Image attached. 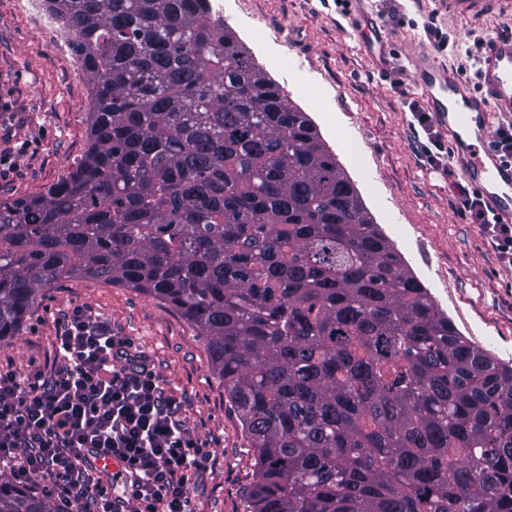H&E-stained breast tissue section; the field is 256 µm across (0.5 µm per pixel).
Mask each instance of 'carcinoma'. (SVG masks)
<instances>
[{"instance_id":"carcinoma-1","label":"carcinoma","mask_w":512,"mask_h":512,"mask_svg":"<svg viewBox=\"0 0 512 512\" xmlns=\"http://www.w3.org/2000/svg\"><path fill=\"white\" fill-rule=\"evenodd\" d=\"M93 86L89 146L0 202V343L89 277L207 342L249 512H512V367L462 336L307 114L210 0H44ZM0 512H53L0 476Z\"/></svg>"}]
</instances>
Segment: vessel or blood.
Instances as JSON below:
<instances>
[{"label":"vessel or blood","mask_w":512,"mask_h":512,"mask_svg":"<svg viewBox=\"0 0 512 512\" xmlns=\"http://www.w3.org/2000/svg\"><path fill=\"white\" fill-rule=\"evenodd\" d=\"M480 89L428 53L416 57L414 82L448 135L451 159L489 209L512 222V162L494 148L495 120L512 118V33L488 42L480 59Z\"/></svg>","instance_id":"vessel-or-blood-1"}]
</instances>
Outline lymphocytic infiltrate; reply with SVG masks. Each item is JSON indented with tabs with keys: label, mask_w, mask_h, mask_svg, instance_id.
Returning <instances> with one entry per match:
<instances>
[{
	"label": "lymphocytic infiltrate",
	"mask_w": 512,
	"mask_h": 512,
	"mask_svg": "<svg viewBox=\"0 0 512 512\" xmlns=\"http://www.w3.org/2000/svg\"><path fill=\"white\" fill-rule=\"evenodd\" d=\"M458 191L470 223L512 265V225L477 190ZM56 340L50 364L0 372V468L18 483L41 476L68 512H190L186 474L204 469L209 453L181 400L132 339L84 308L72 310ZM104 455L121 464L108 484L95 465Z\"/></svg>",
	"instance_id": "lymphocytic-infiltrate-1"
}]
</instances>
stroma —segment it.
Returning a JSON list of instances; mask_svg holds the SVG:
<instances>
[{
	"instance_id": "stroma-1",
	"label": "stroma",
	"mask_w": 512,
	"mask_h": 512,
	"mask_svg": "<svg viewBox=\"0 0 512 512\" xmlns=\"http://www.w3.org/2000/svg\"><path fill=\"white\" fill-rule=\"evenodd\" d=\"M239 43L314 123L375 224L429 289L455 328L512 365V266L481 225L459 211L457 167H431L409 109L424 104L413 59L430 48L428 25L448 38L435 59L475 80L477 41L512 27L499 0H211ZM92 85L55 29L0 0V201L36 197L75 166L89 141ZM130 337L211 454L191 475L194 512H246L253 458L196 330L131 288L66 278L45 288L18 337L0 345V371L51 362L74 307Z\"/></svg>"
}]
</instances>
